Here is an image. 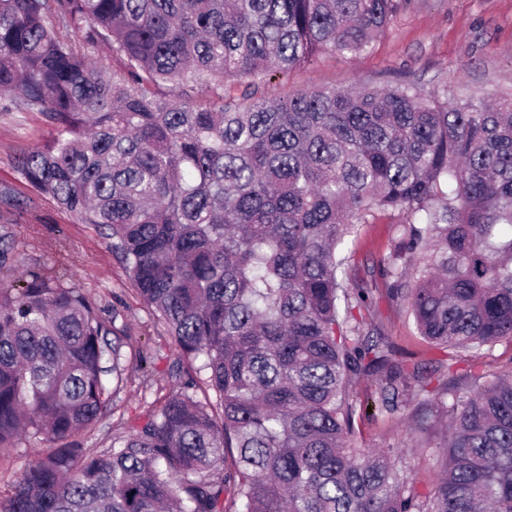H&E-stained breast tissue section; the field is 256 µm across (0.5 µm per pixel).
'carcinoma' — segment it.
Returning <instances> with one entry per match:
<instances>
[{
  "label": "carcinoma",
  "instance_id": "obj_1",
  "mask_svg": "<svg viewBox=\"0 0 512 512\" xmlns=\"http://www.w3.org/2000/svg\"><path fill=\"white\" fill-rule=\"evenodd\" d=\"M398 0H0V112L55 128L17 169L100 228L179 349L169 389L103 452L123 337L64 277L0 278V448L45 450L0 512H512V371L425 374L353 310L337 248L375 210L408 214L391 298L448 352L512 342V99L450 103L409 83L258 95L318 51L357 56ZM112 48L107 79L59 38ZM206 87L207 103L192 102ZM112 366L105 367L106 363ZM441 428L423 485L370 448L356 385ZM431 397L410 406V390Z\"/></svg>",
  "mask_w": 512,
  "mask_h": 512
}]
</instances>
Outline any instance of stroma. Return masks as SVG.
Segmentation results:
<instances>
[{
	"mask_svg": "<svg viewBox=\"0 0 512 512\" xmlns=\"http://www.w3.org/2000/svg\"><path fill=\"white\" fill-rule=\"evenodd\" d=\"M399 82L435 92L456 102L476 95L497 99L512 95V0H401V8L385 31L362 54L347 58L318 54L304 66L271 73L264 84L272 95L285 92L369 86ZM52 125L38 112L15 107L0 112V189L10 190L15 204L0 201V231L15 244L8 263L19 275L46 272L64 263L70 283L95 301L100 315L115 317L127 337L129 352L139 353L141 366L130 367L126 383L109 398L113 409L91 431L78 435L86 448L105 450L112 439L168 390L169 371L177 356L170 339L156 326L134 290L128 274L113 257L99 228L83 224L52 200L36 194L15 167L24 150L51 140ZM407 217L398 210H378L359 225L357 238L345 251L343 265L352 281L371 289L373 309L367 320L401 351L423 366L440 359L427 350L405 305L389 298V279L382 270ZM458 373L493 375L512 370V343L502 341L477 353H459ZM369 381L358 386V414L372 446L406 445L416 439L405 422L376 408ZM42 444L27 437L0 450V487L17 479L24 464L34 461Z\"/></svg>",
	"mask_w": 512,
	"mask_h": 512,
	"instance_id": "obj_1",
	"label": "stroma"
}]
</instances>
